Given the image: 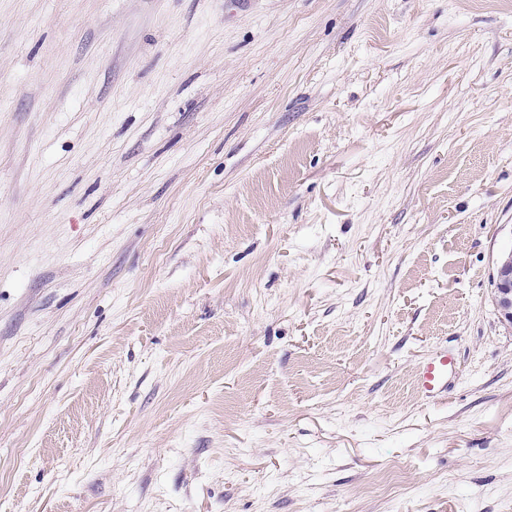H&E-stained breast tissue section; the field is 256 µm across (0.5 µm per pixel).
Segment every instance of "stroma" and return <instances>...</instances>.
Here are the masks:
<instances>
[{
	"label": "stroma",
	"instance_id": "1",
	"mask_svg": "<svg viewBox=\"0 0 512 512\" xmlns=\"http://www.w3.org/2000/svg\"><path fill=\"white\" fill-rule=\"evenodd\" d=\"M510 248L512 0H0V512H512ZM492 283L501 318L512 325V253H504L497 260ZM454 358L443 350L434 353L418 371L417 383L428 397H436L442 394L448 387V373L452 370Z\"/></svg>",
	"mask_w": 512,
	"mask_h": 512
}]
</instances>
